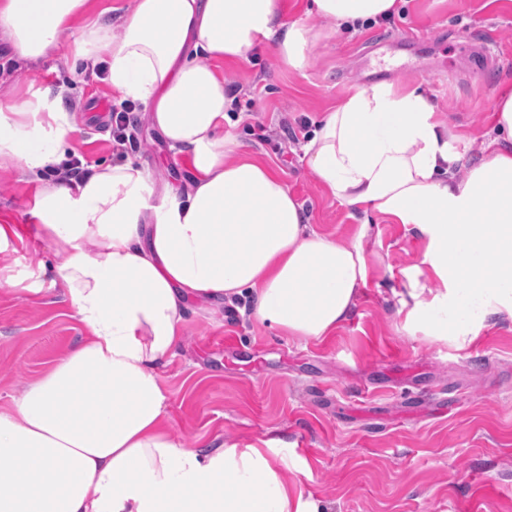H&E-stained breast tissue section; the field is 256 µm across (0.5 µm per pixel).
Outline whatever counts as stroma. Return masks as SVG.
<instances>
[{
	"label": "stroma",
	"mask_w": 512,
	"mask_h": 512,
	"mask_svg": "<svg viewBox=\"0 0 512 512\" xmlns=\"http://www.w3.org/2000/svg\"><path fill=\"white\" fill-rule=\"evenodd\" d=\"M68 47L36 62L0 42V97L63 91L78 115L75 157L115 164L112 126L94 102H118L105 76L71 69ZM385 82L418 87L457 137L464 164L483 156L493 101L512 87V0H406L386 22L317 42L309 65H281L273 46L218 65L243 101L236 132L245 151L271 165L318 232L351 241L358 220L328 197L308 169L299 120L316 127L372 70ZM137 104L138 146L128 158L162 178L181 179L165 140ZM262 123L268 140L252 131ZM34 185L0 169V219L20 238L13 275L40 294L0 288V408L81 336L72 311L37 263L49 259L34 234ZM425 241L410 226L377 220L365 243L368 284L350 319L323 342L277 333L228 305L191 306L183 341L163 374L173 434L198 442L288 444V465L327 512H512V321H489L458 350L398 330L389 289L405 283Z\"/></svg>",
	"instance_id": "stroma-1"
}]
</instances>
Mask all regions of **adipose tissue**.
Instances as JSON below:
<instances>
[{"mask_svg":"<svg viewBox=\"0 0 512 512\" xmlns=\"http://www.w3.org/2000/svg\"><path fill=\"white\" fill-rule=\"evenodd\" d=\"M88 0H0V40L37 61L62 45L105 65L113 90L190 171L184 186L127 160L76 184L47 179L78 127L62 94L0 98V164L37 182V238L85 334L0 409V512H326L288 472L277 439L184 446L170 429L161 371L191 303L247 305L254 320L321 341L367 285L371 215L426 241L396 290L402 331L463 349L512 320V89L498 96L486 155L464 177L451 132L424 92L359 87L304 146L331 196L363 216L351 242L312 228L287 183L228 128L232 99L213 62L273 44L303 69L320 35L283 19V0H134L121 24ZM397 0H309L306 12L357 32Z\"/></svg>","mask_w":512,"mask_h":512,"instance_id":"1","label":"adipose tissue"}]
</instances>
